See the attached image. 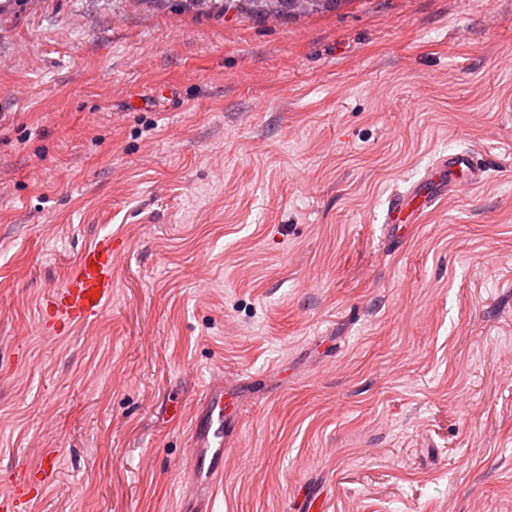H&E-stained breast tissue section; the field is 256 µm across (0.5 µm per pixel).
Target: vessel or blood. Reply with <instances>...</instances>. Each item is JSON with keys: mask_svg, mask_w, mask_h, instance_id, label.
I'll list each match as a JSON object with an SVG mask.
<instances>
[{"mask_svg": "<svg viewBox=\"0 0 512 512\" xmlns=\"http://www.w3.org/2000/svg\"><path fill=\"white\" fill-rule=\"evenodd\" d=\"M487 173V167L474 152H453L442 157L425 177L423 188L410 190L394 206L390 223L407 224L424 216L457 182L464 180L477 185L485 180ZM114 268L111 240L91 244L77 255L70 275L47 300L42 317L47 338L101 315L112 296ZM228 406L223 385H210L192 426L193 477L197 483L212 485L224 477V451L238 430ZM56 473V454H44L37 465L16 479L11 493L0 498V512H13L14 508L28 504Z\"/></svg>", "mask_w": 512, "mask_h": 512, "instance_id": "vessel-or-blood-1", "label": "vessel or blood"}]
</instances>
